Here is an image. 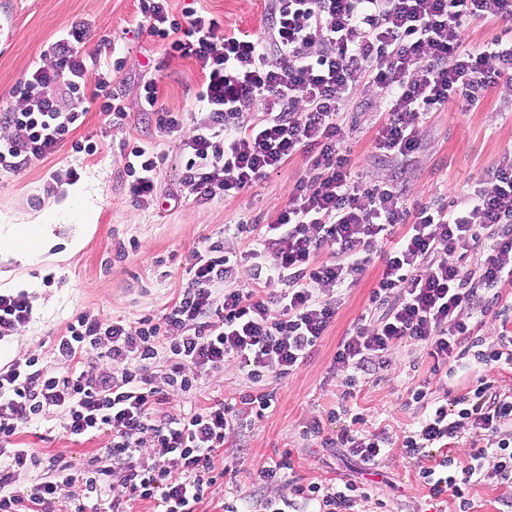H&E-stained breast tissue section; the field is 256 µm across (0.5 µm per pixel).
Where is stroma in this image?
<instances>
[{
    "instance_id": "35a3bbf8",
    "label": "stroma",
    "mask_w": 512,
    "mask_h": 512,
    "mask_svg": "<svg viewBox=\"0 0 512 512\" xmlns=\"http://www.w3.org/2000/svg\"><path fill=\"white\" fill-rule=\"evenodd\" d=\"M16 32L0 46V109L20 107L13 88L35 61L52 65L50 44L63 27L76 20L91 25L87 52L102 59L122 57L123 104L128 118L123 126L107 123L91 98L66 101V108L85 111L75 136L98 147L94 155L74 153L63 145L49 160L31 165L19 174L0 173V225L30 224L55 213L57 225L50 249L39 262L21 265L0 253V290L28 291L33 319L23 335L0 341V362L39 358L56 366L53 349L68 323L79 313L101 319L123 318L137 323L142 317L160 314L186 287V269L194 251L205 241L221 240L225 248L241 249V221L259 218L269 222L288 201L294 184L306 172L307 157L297 152L280 169L258 179L239 195L200 209L190 201L170 210L136 206L117 181L120 168L119 141L129 137L159 147L164 155L157 180L159 197L181 189L182 157L177 142L160 137L153 119L142 112L143 66L153 61L160 67L156 78L159 103L171 111L192 109L191 92L202 77L188 59L166 61L160 43L150 37L138 17L137 0H17ZM205 10L223 18L226 29L258 36L267 26L263 0H200ZM380 99L366 86L343 106L347 155L354 173L371 181L395 182L410 202L449 203L461 191L472 188L512 148V85L488 88L477 105L457 100L429 114L420 127V148L408 164L378 156L373 138L381 121ZM74 168L85 190V206L95 215L84 246L70 251L69 243L80 218L68 211L67 182L54 194L43 184L54 169ZM130 245L127 257L118 258L119 245ZM383 267L382 253H373L359 281L344 290L335 320L328 327L318 352L299 369L282 379L270 380L277 404L274 411L250 427L232 430L226 451L249 449L250 469L225 476L208 490L202 512H216L233 492L250 495L253 512H262L265 500L289 497L287 483L261 484L255 469L269 459L290 453L299 482L343 486L351 482L371 490V502L362 512H455V500L431 497L418 479L419 465L407 458L398 443L417 429L419 414L408 405V388L429 378L433 359L419 346L401 344L391 351L387 364L370 379L352 409L362 413L367 430H386L395 441L376 472L363 470L344 448H325L320 438L304 437L302 428L313 418L325 417L340 403L344 374L332 368L339 340L350 332L364 311L371 288ZM248 386L246 376L232 364L211 374L196 393L171 395L170 407L186 412L207 399L237 398ZM54 415L24 429L21 447L39 449L44 456H60L82 465L96 450L107 445L103 434L75 442L55 430ZM467 496L474 512H512V488L489 479L469 485Z\"/></svg>"
}]
</instances>
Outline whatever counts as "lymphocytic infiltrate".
<instances>
[{"label":"lymphocytic infiltrate","instance_id":"lymphocytic-infiltrate-1","mask_svg":"<svg viewBox=\"0 0 512 512\" xmlns=\"http://www.w3.org/2000/svg\"><path fill=\"white\" fill-rule=\"evenodd\" d=\"M143 23L166 56L189 58L204 80L194 94L197 120L184 134L186 115L159 107L155 79L142 85V107L159 132L179 136L184 157L181 184L198 208L232 198L297 152L310 174L299 179L287 205L269 223L242 224L241 250L214 241L194 252L190 279L161 316L101 321L79 313L55 345L66 366L58 372L38 358L0 367V512H130L134 501L157 512H198L218 478L242 469L243 453L225 456L232 428H247L275 403L267 379L283 378L316 350L335 319L340 289L356 283L376 244L396 241L353 331L339 341L332 367L345 373L344 398L356 397L389 352L410 342L433 358L432 375L476 352L483 365H512V335L480 352L463 312L476 302L499 305L512 288V158L460 196L458 207L408 203L391 183L354 176L343 152V103L360 87L378 89L384 118L374 149L405 160L419 148V130L430 113L454 98L475 103L499 81H512V40L466 44L464 26L480 18L512 17V0H267L269 25L251 37L225 30L201 8L174 16L169 0H139ZM87 22L75 21L57 36L53 66L34 64L13 89L21 109L0 113V170L18 173L50 159L63 144L92 154L96 145L73 137L84 112L63 108L82 99L87 84L110 125L128 114L115 78L123 63L102 64L86 53ZM122 179L137 206L156 195L160 157L140 142L120 148ZM331 256L321 260L322 249ZM249 264L254 288L237 272ZM336 295L323 297L322 287ZM263 288L264 297L254 295ZM500 307V305H499ZM500 316H507L501 308ZM123 365L121 373L109 368ZM237 364L252 388L237 403L223 400L180 414L169 394L194 393L204 376ZM411 401L426 415L401 446L422 460L418 475L431 496L452 494L459 512H470L468 485L484 481V460L495 454L496 477L512 480V388L479 376L471 396L436 395L429 382L412 388ZM50 411L63 436L110 440L100 453L74 467L18 447L21 429ZM340 429L327 445L341 444L365 470L386 456L385 431L364 430L361 414L343 405L313 419L307 434L321 435L324 420ZM484 443L461 469L448 448L465 427ZM34 474L29 492L20 476ZM71 490L60 500L61 487ZM122 495L104 500L108 488ZM366 491L355 484L323 487L293 483L292 496L267 500L264 512H354Z\"/></svg>","mask_w":512,"mask_h":512}]
</instances>
